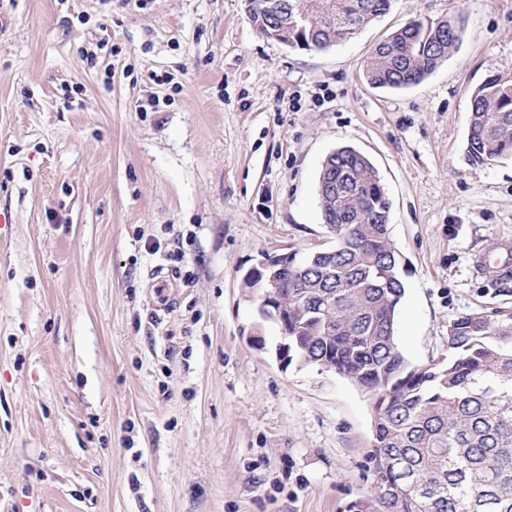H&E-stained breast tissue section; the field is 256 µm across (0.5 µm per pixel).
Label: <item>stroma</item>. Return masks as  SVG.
<instances>
[{"label": "stroma", "instance_id": "35a3bbf8", "mask_svg": "<svg viewBox=\"0 0 512 512\" xmlns=\"http://www.w3.org/2000/svg\"><path fill=\"white\" fill-rule=\"evenodd\" d=\"M460 11L423 82L375 46ZM512 75V0H393L323 52L246 0H0V512H345L373 494V403L281 366L243 278L334 247L325 158L364 154L407 262L397 343L448 358L458 316H512V158L470 163L475 88ZM184 253L183 262L172 261Z\"/></svg>", "mask_w": 512, "mask_h": 512}]
</instances>
